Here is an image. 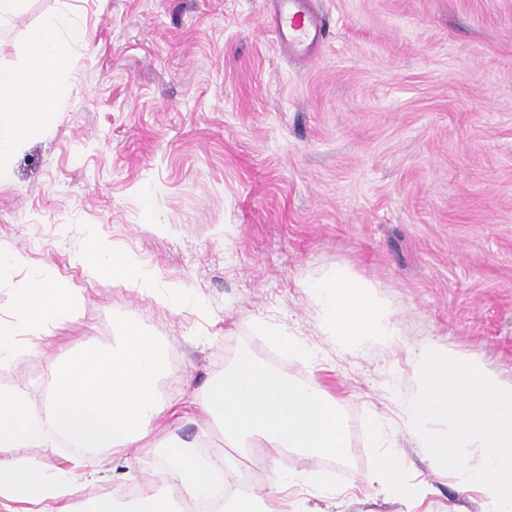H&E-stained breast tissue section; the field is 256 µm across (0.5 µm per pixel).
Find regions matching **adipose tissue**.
<instances>
[{"label":"adipose tissue","instance_id":"ef3b65f1","mask_svg":"<svg viewBox=\"0 0 512 512\" xmlns=\"http://www.w3.org/2000/svg\"><path fill=\"white\" fill-rule=\"evenodd\" d=\"M82 33L66 12L36 27L28 39V61L18 70H0V176L9 172L17 146L48 121L64 91L62 75L70 66L74 44ZM88 271L123 279L144 291L156 287L148 275L111 242L91 236L84 252ZM305 288L319 304L325 325L347 346L384 342L397 334L396 321L371 283L344 268L306 280ZM79 294L57 288L42 271L30 274L14 294V319L0 322V360L15 353L17 326L40 327L64 321L80 309ZM165 352L152 336L126 326L112 348L84 345L55 375L43 415H34L26 397L0 389V452L24 449V456L0 464V512H17L22 503H56L55 512H72L80 491L78 475L47 470L32 451L46 445L48 432L67 436L80 448H127L147 437L152 423L165 419L172 407L157 393ZM168 468L159 482L178 484L184 497L206 500L212 512H271L270 497L249 493L230 499L218 495L224 485V463L196 454L193 445L167 446Z\"/></svg>","mask_w":512,"mask_h":512}]
</instances>
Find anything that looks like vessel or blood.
<instances>
[{
	"instance_id": "1",
	"label": "vessel or blood",
	"mask_w": 512,
	"mask_h": 512,
	"mask_svg": "<svg viewBox=\"0 0 512 512\" xmlns=\"http://www.w3.org/2000/svg\"><path fill=\"white\" fill-rule=\"evenodd\" d=\"M273 33L289 55H305L325 33V23L309 6V0H272Z\"/></svg>"
}]
</instances>
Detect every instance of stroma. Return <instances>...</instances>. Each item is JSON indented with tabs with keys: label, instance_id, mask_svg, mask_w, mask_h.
I'll use <instances>...</instances> for the list:
<instances>
[{
	"label": "stroma",
	"instance_id": "obj_1",
	"mask_svg": "<svg viewBox=\"0 0 512 512\" xmlns=\"http://www.w3.org/2000/svg\"><path fill=\"white\" fill-rule=\"evenodd\" d=\"M327 38L307 60L278 47L268 0H27L0 27V69L26 65L30 32L67 10L74 46L52 119L17 148L0 180V255L24 262L0 284V321L30 272L46 270L82 306L65 325L23 329L0 388L42 403L59 365L111 346L135 322L165 347L164 401L185 414L147 440L98 451L80 501H116L160 473V445L219 449L239 488V449L218 418L191 409L251 348L283 376L317 380L343 405L348 465L284 449L258 453L252 491L272 512H481L433 469L401 423L415 390L413 350L434 343L512 379V0H315ZM30 214L27 224L12 212ZM106 236L163 288L92 277L88 238ZM372 282L398 336L339 344L303 283L334 267ZM305 343L301 364L266 337ZM385 418L422 488L409 499L367 482ZM317 472L332 497L272 488Z\"/></svg>",
	"mask_w": 512,
	"mask_h": 512
}]
</instances>
